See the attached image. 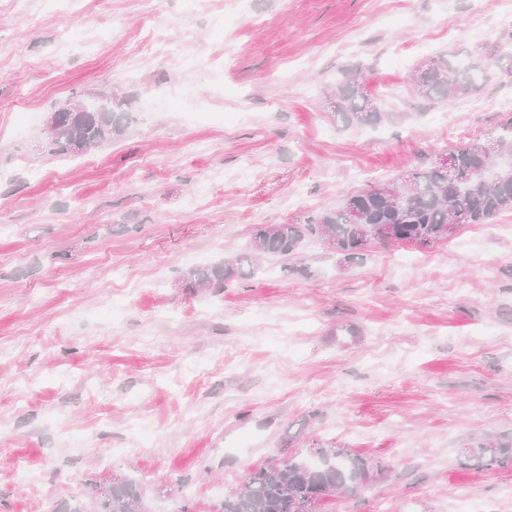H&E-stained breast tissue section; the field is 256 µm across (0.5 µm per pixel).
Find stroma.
<instances>
[{"mask_svg": "<svg viewBox=\"0 0 512 512\" xmlns=\"http://www.w3.org/2000/svg\"><path fill=\"white\" fill-rule=\"evenodd\" d=\"M506 3L0 0V512L88 505L115 475L145 512H207L250 469L329 446L373 471L320 512H512V462L469 457L484 437L512 445L511 211L348 266L311 241L219 294L184 281L256 225L308 223L426 167L452 146L443 121L468 140L497 131ZM152 36L180 42L179 60ZM439 57L488 79L452 106L423 101L410 74ZM346 68L381 123L332 120ZM76 94L126 98L123 134L42 153Z\"/></svg>", "mask_w": 512, "mask_h": 512, "instance_id": "1", "label": "stroma"}]
</instances>
